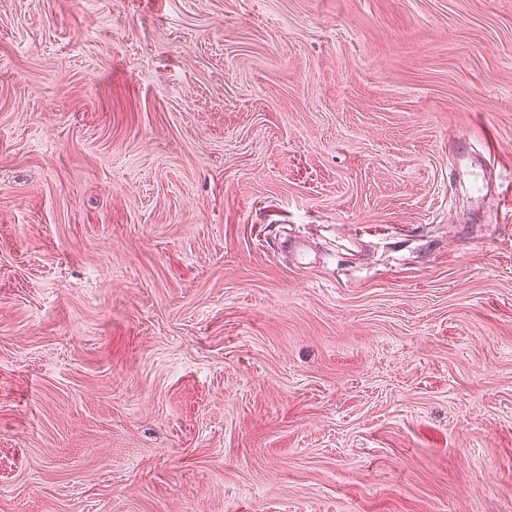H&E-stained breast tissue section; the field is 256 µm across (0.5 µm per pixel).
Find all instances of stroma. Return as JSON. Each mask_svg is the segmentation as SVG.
Instances as JSON below:
<instances>
[{"label": "stroma", "instance_id": "obj_1", "mask_svg": "<svg viewBox=\"0 0 512 512\" xmlns=\"http://www.w3.org/2000/svg\"><path fill=\"white\" fill-rule=\"evenodd\" d=\"M0 512H512V0H0Z\"/></svg>", "mask_w": 512, "mask_h": 512}]
</instances>
